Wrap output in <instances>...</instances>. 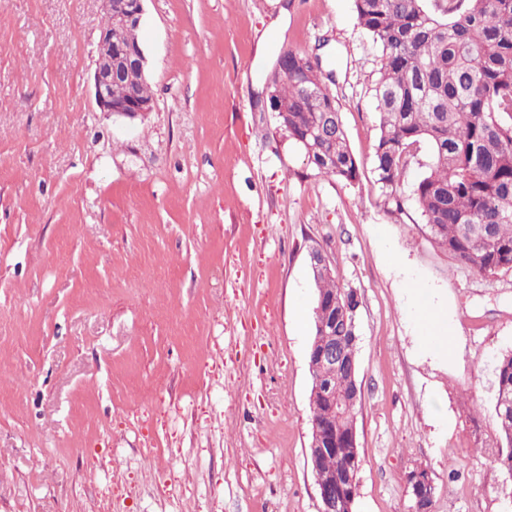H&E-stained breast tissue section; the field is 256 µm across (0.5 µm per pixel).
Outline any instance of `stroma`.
I'll list each match as a JSON object with an SVG mask.
<instances>
[{
	"label": "stroma",
	"instance_id": "35a3bbf8",
	"mask_svg": "<svg viewBox=\"0 0 512 512\" xmlns=\"http://www.w3.org/2000/svg\"><path fill=\"white\" fill-rule=\"evenodd\" d=\"M284 24H277L280 6ZM98 0H0V512H318L308 249L359 299L356 512H512L494 408L512 271L430 240L374 172L379 50L354 0H145L153 107L100 111ZM319 55L360 177L317 173L262 109ZM452 328L425 345L406 279Z\"/></svg>",
	"mask_w": 512,
	"mask_h": 512
}]
</instances>
